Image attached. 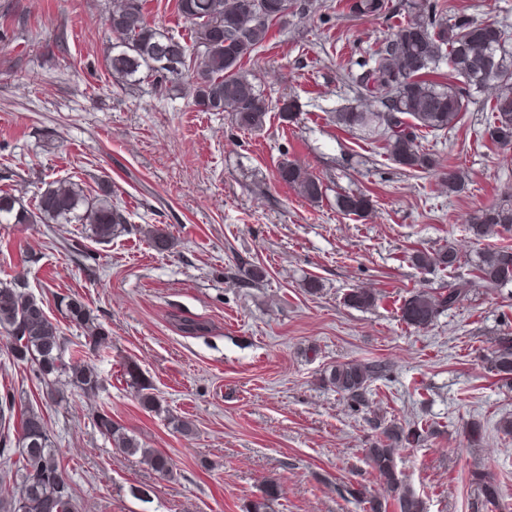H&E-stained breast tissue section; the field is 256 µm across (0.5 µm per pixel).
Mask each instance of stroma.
Segmentation results:
<instances>
[{"mask_svg":"<svg viewBox=\"0 0 512 512\" xmlns=\"http://www.w3.org/2000/svg\"><path fill=\"white\" fill-rule=\"evenodd\" d=\"M311 2L307 15L275 25L244 66L272 102L296 99L298 120L282 123L273 111L251 133L198 111L186 85L159 96L150 82L111 79L110 0H0V189L30 203L48 182L70 177L94 194L111 188L126 217L106 243L86 224H0V280L20 277L69 351L101 377L98 391L71 389L59 402L31 364L0 348V397L13 398L16 411L0 440L13 472L23 465L20 415L38 412L74 512H249L271 482L280 489L273 512H365L366 500L388 497L366 448L380 426L413 422L425 439L395 463L424 512H512V435L498 429L512 419V385L488 363L495 337L512 332V284L472 288L424 331L399 310L412 291L468 278L484 250L512 248V231L478 238L469 230L480 208L512 203V155L483 135L497 90L474 93L454 127L420 140L462 175V191L449 193L439 172L405 171L382 143L332 121L359 106L345 75L367 60L390 19L354 20ZM441 2L503 25L512 50V0ZM286 158L322 178V203L279 181ZM345 192L368 195L370 214L339 212ZM150 227L169 248L144 236ZM448 244L466 263L458 275L413 265V253ZM252 264L265 268L263 281L245 278ZM355 288L374 290L375 306H346ZM74 293L108 331L106 348L86 349L84 329L64 317L58 300ZM177 315L204 322L207 333L183 335ZM345 361L388 365L370 386V407L350 411L325 385V371ZM130 363L159 410L140 405L125 377ZM104 410L167 454L173 478L113 447L95 426ZM174 416L195 433L175 432ZM475 421L483 432L473 443ZM475 472L501 484L498 506L477 510Z\"/></svg>","mask_w":512,"mask_h":512,"instance_id":"obj_1","label":"stroma"}]
</instances>
